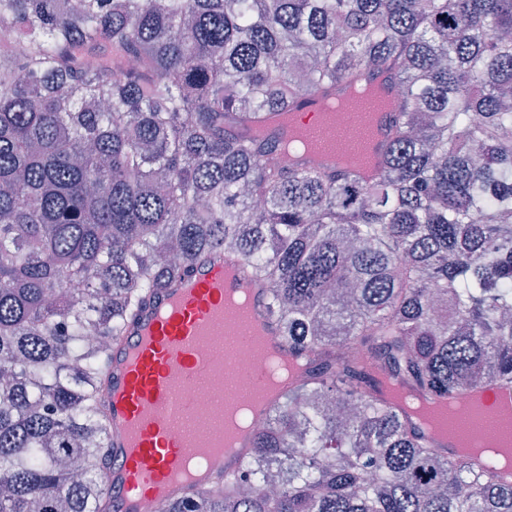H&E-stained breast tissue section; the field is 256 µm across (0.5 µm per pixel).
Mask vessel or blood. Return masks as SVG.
Returning <instances> with one entry per match:
<instances>
[{"label": "vessel or blood", "mask_w": 512, "mask_h": 512, "mask_svg": "<svg viewBox=\"0 0 512 512\" xmlns=\"http://www.w3.org/2000/svg\"><path fill=\"white\" fill-rule=\"evenodd\" d=\"M360 79L382 83L387 91L385 107L371 125L350 131L364 155L358 174L369 181L377 175L391 137L398 96L391 72L367 70ZM349 87V82H340L328 97L305 93L296 116L316 122L325 100L342 98ZM239 287L255 294L239 335L259 329L275 349L288 354V344L269 313L262 281L239 258L221 252L195 262L160 289L113 344L103 369L107 451L112 458L106 484L112 512H140V503L146 501L164 505L197 489L220 488L225 475L240 469L252 443L248 437L238 442L224 464L210 468L199 485L180 477L190 460L210 455L219 446L224 408L237 397L224 381L234 361L226 354L213 355L210 346L224 331L226 301ZM203 384L210 388L205 400L197 395ZM480 398L487 410L512 409L511 387L486 388Z\"/></svg>", "instance_id": "1"}]
</instances>
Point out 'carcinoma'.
Returning <instances> with one entry per match:
<instances>
[{"label": "carcinoma", "instance_id": "carcinoma-1", "mask_svg": "<svg viewBox=\"0 0 512 512\" xmlns=\"http://www.w3.org/2000/svg\"><path fill=\"white\" fill-rule=\"evenodd\" d=\"M0 29V512H110L112 341L223 250L310 367L224 488L156 512H512L379 380L512 385V0H0ZM371 68L373 181L254 133ZM360 82L376 81L382 83L387 94L384 101L385 107L382 112L372 120L368 128L357 123L351 130L350 136L354 143L363 150L364 159L355 170L359 176L366 180H372L378 173V164L387 148L393 125L398 116L395 112L398 103V96L394 76L385 70H367L360 74Z\"/></svg>", "mask_w": 512, "mask_h": 512}]
</instances>
